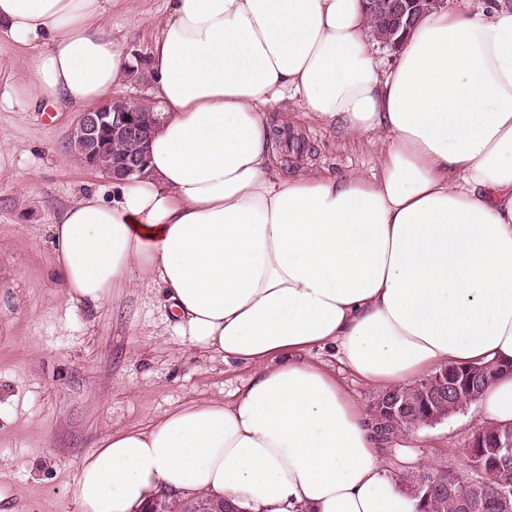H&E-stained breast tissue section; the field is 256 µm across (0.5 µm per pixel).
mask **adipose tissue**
Instances as JSON below:
<instances>
[{
  "mask_svg": "<svg viewBox=\"0 0 512 512\" xmlns=\"http://www.w3.org/2000/svg\"><path fill=\"white\" fill-rule=\"evenodd\" d=\"M110 3L0 0L41 98L110 100L132 67ZM150 77L148 173L56 217L62 284L91 314L121 288L160 292L177 335L255 373L232 401L106 430L79 512H140L164 491L241 512H416L368 416L303 354L335 346L382 389L512 361V0H448L385 69L362 0H167ZM291 100L382 143L377 170L283 177L268 110ZM479 405L512 423V374Z\"/></svg>",
  "mask_w": 512,
  "mask_h": 512,
  "instance_id": "obj_1",
  "label": "adipose tissue"
}]
</instances>
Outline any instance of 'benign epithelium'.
<instances>
[{
  "instance_id": "7a95c632",
  "label": "benign epithelium",
  "mask_w": 512,
  "mask_h": 512,
  "mask_svg": "<svg viewBox=\"0 0 512 512\" xmlns=\"http://www.w3.org/2000/svg\"><path fill=\"white\" fill-rule=\"evenodd\" d=\"M369 13L388 22L389 29L380 38L381 46L395 51L402 35L424 14L440 7L445 0H365ZM158 118L142 108L136 98H116L76 113L68 138H78L84 146L82 165L112 179H128L145 173L147 144ZM119 143L123 154L103 165L110 146Z\"/></svg>"
}]
</instances>
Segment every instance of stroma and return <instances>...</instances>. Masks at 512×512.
Instances as JSON below:
<instances>
[{"mask_svg":"<svg viewBox=\"0 0 512 512\" xmlns=\"http://www.w3.org/2000/svg\"><path fill=\"white\" fill-rule=\"evenodd\" d=\"M165 0H112L105 20L138 62L119 96L144 98L149 59ZM30 47L0 33V512H77L75 480L106 427L147 425L164 413L213 397L231 399L253 373L192 348L168 326L162 303L123 289L95 315L73 306L56 272L49 224L80 193L108 178L84 168L66 148L75 109L42 100L29 85ZM289 136L304 154L274 148L285 173L310 165L342 177L377 167L381 144L346 138L293 111ZM307 359L335 374L369 407L377 392L328 349ZM478 404L447 420L382 442L383 467L400 475L426 460L460 466L478 426Z\"/></svg>","mask_w":512,"mask_h":512,"instance_id":"stroma-1","label":"stroma"}]
</instances>
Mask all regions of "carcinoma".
I'll use <instances>...</instances> for the list:
<instances>
[{"instance_id": "carcinoma-1", "label": "carcinoma", "mask_w": 512, "mask_h": 512, "mask_svg": "<svg viewBox=\"0 0 512 512\" xmlns=\"http://www.w3.org/2000/svg\"><path fill=\"white\" fill-rule=\"evenodd\" d=\"M485 374L474 386L472 401H477L484 390L497 377L496 365H484ZM395 397L405 400L404 422L393 429L377 427L384 438L399 433L411 420L420 421L428 411L438 412L439 419L453 415L470 405L447 390L439 387L427 377L409 386L393 387L378 394L370 409L376 410ZM452 475V469L443 466L424 467L409 475L412 483L425 487L431 485L438 475ZM503 487H512V455L497 448H474L469 455L468 477L458 478L450 484L431 492L427 498H418V512H465L463 503L472 505V512H502L499 492ZM172 512H219L216 504L203 497L178 499Z\"/></svg>"}]
</instances>
